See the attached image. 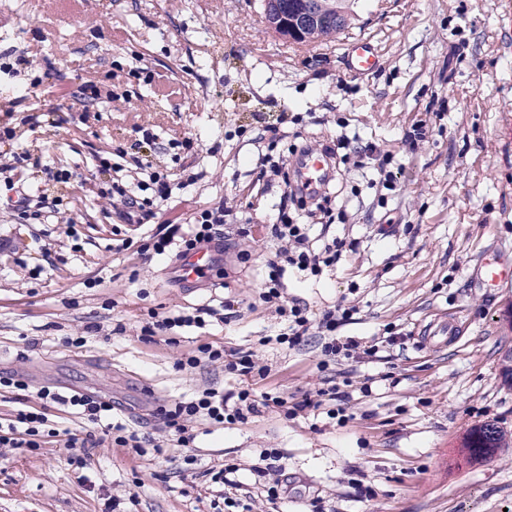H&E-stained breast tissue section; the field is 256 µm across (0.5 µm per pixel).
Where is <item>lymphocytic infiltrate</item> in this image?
I'll use <instances>...</instances> for the list:
<instances>
[{
  "instance_id": "obj_1",
  "label": "lymphocytic infiltrate",
  "mask_w": 512,
  "mask_h": 512,
  "mask_svg": "<svg viewBox=\"0 0 512 512\" xmlns=\"http://www.w3.org/2000/svg\"><path fill=\"white\" fill-rule=\"evenodd\" d=\"M139 188L144 193L146 190H153V197H131L126 188L116 182L106 190L105 195L122 205L127 212L138 213L143 219L152 216L155 199H167L171 196L166 175L157 171L150 172L148 181L140 183ZM332 203L329 193L322 192L312 196L293 182H285L277 222L271 227V234L279 241L280 247L268 263L269 272L260 293L261 300L275 305L279 313L288 317V330L278 334V343L294 347L300 345L313 332L326 334L327 340L322 345V354L328 362L339 357L352 358L361 346L360 341L354 338L340 340L335 336L338 320H349L350 310H327L321 316L314 317L309 315L306 308L296 304L287 305L282 278L286 268L307 270L316 275L339 259L345 247L344 239L335 238L323 248L314 249L310 243L307 225L308 220L313 218L325 224L333 223L335 216ZM226 214L224 206L217 205L197 212L191 225H160L148 241L140 244L139 249L141 253L151 252L157 255H166L174 250L181 254L190 251L199 244L222 236ZM211 318L220 321L224 315L211 307L198 308L191 314L157 315L148 322L143 332L149 338L173 337L178 330L185 327H205ZM204 362L223 364L229 372L241 376L249 375L255 369L252 352L238 350L228 354L220 346H200L196 354L185 360L186 366L192 369ZM28 389L29 385L24 379L0 376V392L12 394L15 403L12 414L0 418L1 448H37L44 439L58 437L66 451L74 456L77 466L83 468L88 465L91 448L106 441L128 449L140 457L149 455L159 458L167 453L162 445H148L135 429L117 418L109 401L78 391L62 393L43 387L37 392L39 403L34 406L27 397ZM271 405L282 408L285 417L290 418L306 410L318 408L319 403L308 397L290 403L281 396L267 392L258 397L247 388L240 389L235 398L231 399L225 396L222 389L208 387L197 392L190 400L159 406L157 413L168 430L174 447L186 448L195 440V424L241 423L246 421L248 414ZM53 409L78 411L88 425L87 431L77 433L61 427L49 417V412Z\"/></svg>"
}]
</instances>
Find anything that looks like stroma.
Here are the masks:
<instances>
[{"label": "stroma", "instance_id": "1", "mask_svg": "<svg viewBox=\"0 0 512 512\" xmlns=\"http://www.w3.org/2000/svg\"><path fill=\"white\" fill-rule=\"evenodd\" d=\"M356 11L352 33L383 47L365 78L345 70L335 44L272 34L261 0H0V54L29 61L0 85V129L14 131L0 159H25L0 174V373L34 391L110 400L160 444L156 408L213 385L293 403L336 384L349 416L329 418L328 400L293 419L264 408L242 423L196 425L195 451L154 460L106 442L84 482L58 442L7 448L0 512H104L107 495L123 512H512V448L478 459L464 446L483 423L512 435V283L491 286L478 270L483 260L512 267V0H358ZM90 85L98 95L86 108L75 94ZM433 112L427 137L409 144ZM342 133L390 154L396 188L379 194L371 169L351 172L344 220L326 234L352 251L320 277L286 275V299L314 316L352 309L337 336L377 347L323 369L320 337L293 349L272 341L282 319L259 292L278 243L263 227L277 219L283 185L267 182L257 159L273 140L282 153L292 135L316 147ZM136 157L173 177L205 176L127 224L100 190ZM49 163L70 182L49 180ZM24 194L40 219H18ZM222 201L232 209L224 262L196 290L169 282L175 256L117 247ZM223 301V321L176 343L142 335L150 312ZM89 325L99 337L62 346ZM207 343L253 351L258 372L178 368ZM273 449L284 501H268L256 473ZM224 462L238 467L228 485L205 477Z\"/></svg>", "mask_w": 512, "mask_h": 512}]
</instances>
